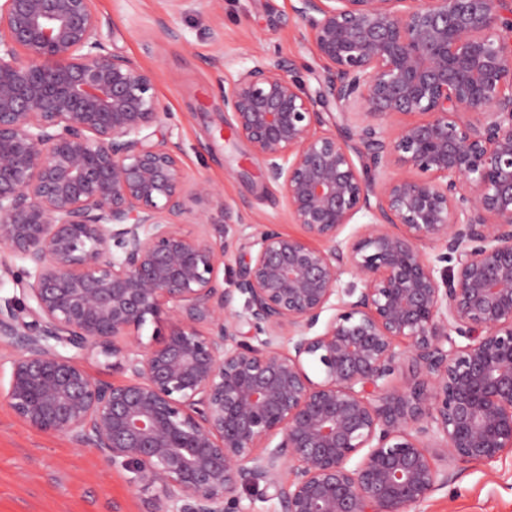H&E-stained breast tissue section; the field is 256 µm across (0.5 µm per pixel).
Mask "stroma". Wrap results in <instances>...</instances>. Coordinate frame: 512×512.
<instances>
[{"mask_svg":"<svg viewBox=\"0 0 512 512\" xmlns=\"http://www.w3.org/2000/svg\"><path fill=\"white\" fill-rule=\"evenodd\" d=\"M294 0H92L110 23V48L155 77L164 125L179 142L189 179L206 178L242 216V235L273 224L298 236L279 187L268 182L224 114L223 90L256 55L293 61L308 91L322 70ZM177 39L165 37V28ZM151 494L133 488L121 467L94 450L37 431L0 402V512H148ZM415 512H512V454L458 471Z\"/></svg>","mask_w":512,"mask_h":512,"instance_id":"stroma-1","label":"stroma"}]
</instances>
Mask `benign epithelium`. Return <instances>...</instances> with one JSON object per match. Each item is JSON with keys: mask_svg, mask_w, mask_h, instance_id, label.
Listing matches in <instances>:
<instances>
[{"mask_svg": "<svg viewBox=\"0 0 512 512\" xmlns=\"http://www.w3.org/2000/svg\"><path fill=\"white\" fill-rule=\"evenodd\" d=\"M507 4L295 0L318 90L260 56L223 100L303 236L241 239L92 0H0V277L21 285L0 401L154 490L149 512L270 490L281 512H411L512 452Z\"/></svg>", "mask_w": 512, "mask_h": 512, "instance_id": "benign-epithelium-1", "label": "benign epithelium"}]
</instances>
